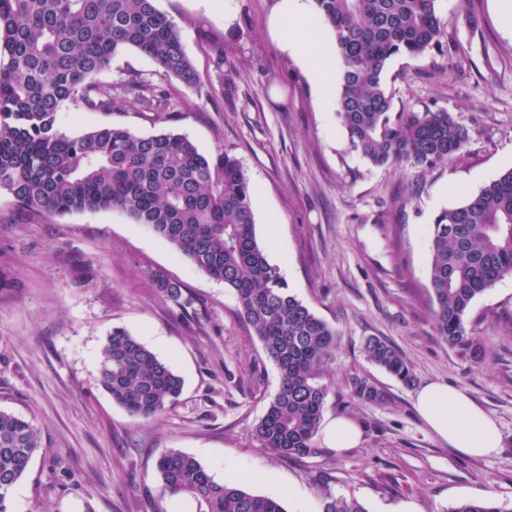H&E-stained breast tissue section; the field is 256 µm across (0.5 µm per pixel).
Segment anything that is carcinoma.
I'll return each mask as SVG.
<instances>
[{"mask_svg":"<svg viewBox=\"0 0 512 512\" xmlns=\"http://www.w3.org/2000/svg\"><path fill=\"white\" fill-rule=\"evenodd\" d=\"M341 61L337 112L352 148L376 167L432 169L461 155L468 129L445 110L393 109L385 72L398 56L442 46L447 31L437 0H314ZM159 68L160 81L97 75L121 50ZM197 84L173 22L155 0H0V194L32 216L118 210L145 224L208 276L234 290L240 313L277 367L280 384L252 425L258 447L288 459L315 452L330 387L321 382L339 349L336 331L290 294L255 235L249 178L218 148L201 154L172 130L141 136L108 125L68 136L57 126L67 103L94 112L133 107L154 119L174 111L167 84ZM512 276V169L442 210L432 230L430 282L438 335L468 351L471 304ZM180 307L181 284L155 275ZM363 352L400 381H412L400 352L369 337ZM100 386L133 417L157 419L173 408L183 382L136 336L115 328L102 348ZM350 397L381 404L385 394L362 377ZM41 447L31 422L0 410V512ZM162 492L192 498L198 512H285L273 498L218 483L193 456L175 448L156 461ZM323 512H366L355 499L323 496ZM448 512H507L492 501L462 502Z\"/></svg>","mask_w":512,"mask_h":512,"instance_id":"cac0c4a2","label":"carcinoma"}]
</instances>
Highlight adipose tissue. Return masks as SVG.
I'll list each match as a JSON object with an SVG mask.
<instances>
[{
    "label": "adipose tissue",
    "mask_w": 512,
    "mask_h": 512,
    "mask_svg": "<svg viewBox=\"0 0 512 512\" xmlns=\"http://www.w3.org/2000/svg\"><path fill=\"white\" fill-rule=\"evenodd\" d=\"M288 13L295 23L285 30L282 48L300 57L319 95L332 100L336 73L323 60L320 43L309 22L306 0H288ZM415 406L429 428L462 454L486 457L501 446L496 421L461 390L441 383L427 384L417 391Z\"/></svg>",
    "instance_id": "obj_1"
}]
</instances>
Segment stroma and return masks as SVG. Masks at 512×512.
<instances>
[{
    "instance_id": "stroma-1",
    "label": "stroma",
    "mask_w": 512,
    "mask_h": 512,
    "mask_svg": "<svg viewBox=\"0 0 512 512\" xmlns=\"http://www.w3.org/2000/svg\"><path fill=\"white\" fill-rule=\"evenodd\" d=\"M500 5L438 0L452 46L389 64L395 109H442L470 133L459 157L423 170L375 167L353 151L336 110L272 32L284 0H224L229 28L206 0H156L198 78L193 87L172 81L174 120L69 103L59 128H170L203 154L221 147L240 161L268 262L339 337L323 416L353 418L362 439L342 451L321 441L296 461L259 448L250 428L279 373L232 289L121 212L37 218L0 195V410L30 421L42 441L10 512H197L191 498L160 491L155 462L166 448L194 456L217 482L246 480L285 512H322L327 492L366 512H449L469 500L512 507V277L472 304L473 353L438 336L430 288L435 217L512 168V28ZM157 273L182 284L185 307L159 292ZM117 327L184 380L159 419L132 417L98 384L100 352ZM369 336L400 351L412 385L367 360ZM356 375L385 402L351 399ZM432 382L463 390L497 421L496 455H462L432 435L414 406L416 389Z\"/></svg>"
}]
</instances>
